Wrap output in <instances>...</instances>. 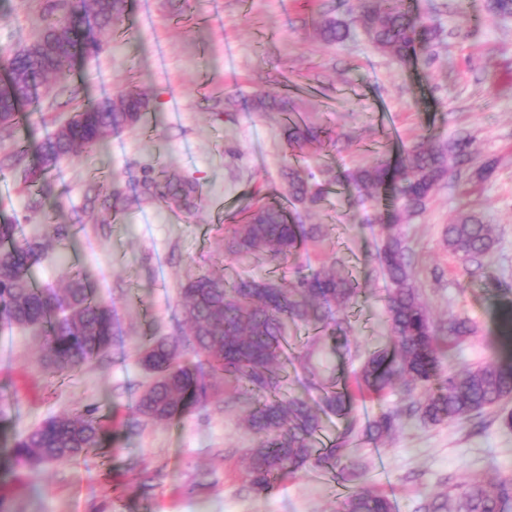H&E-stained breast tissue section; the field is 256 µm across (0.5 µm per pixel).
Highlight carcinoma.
<instances>
[{
    "label": "carcinoma",
    "instance_id": "carcinoma-1",
    "mask_svg": "<svg viewBox=\"0 0 512 512\" xmlns=\"http://www.w3.org/2000/svg\"><path fill=\"white\" fill-rule=\"evenodd\" d=\"M125 12V0H80L71 18H49L37 40L57 43L46 61L38 62L20 51L5 58L8 79L0 82V125L19 120L23 103L49 94V79L61 78L76 49L90 54L102 51V41L84 40L80 33L88 17L99 31L112 28ZM360 30L374 47L399 64L431 52L439 39L436 27L412 17L401 0H363L348 23L326 19L316 28L326 43H342ZM147 95L136 87L77 109L76 119L61 123L40 144L41 166L24 170L21 178L32 189L44 182L63 161L104 142L113 131L140 121L135 113L147 106ZM261 110L284 114L283 136L292 150L321 141L324 131L289 111L288 98L268 92L258 99ZM474 159L472 141L457 136L448 143H419L395 164L377 161L358 168L350 180L360 196L376 198L390 191L397 199L390 224L422 212L448 171ZM284 197L292 205L316 207L324 186L311 182L290 164L281 170ZM140 196L170 210L190 212L199 206V187L169 171L144 169ZM18 225L0 224V322L38 330L44 336L45 362L57 372L73 371L107 354L112 348V308L101 304L83 275H68L62 291L39 288L30 278L31 268L44 254L43 243L18 238ZM323 225L301 224L280 201L258 200L245 221L233 226L227 248L239 255H263L281 266L302 243L323 238ZM448 248L469 262L478 261L493 246L490 225L467 216L446 229ZM387 274L386 299L392 346L370 354L356 376L361 392L380 394L400 380L409 400L406 411L386 409L373 419L365 435L378 440L404 425V417L431 424L463 423L483 410L512 398V357L456 372L445 367L447 348L469 336L473 328L466 317L454 316L448 325L436 323L411 281L409 248L400 237H390L376 254ZM351 281L334 272L313 271L283 286L271 279H239L200 275L182 287L181 315L190 338L151 337L141 352L142 365L164 379L150 384L135 405L136 412L153 422L182 419L209 399L206 375L232 384L236 398L249 404L247 424L257 436V447L246 457L251 488L269 492L278 478L305 468L343 465L345 448L334 443L317 448L321 415H344L349 398L344 392L324 390L319 407L305 398L284 393L288 363L306 365L322 336L346 338L340 313L356 296ZM312 325L307 351L292 358L284 337L286 322ZM191 343L204 360L188 364L184 343ZM109 430L95 411L52 417L0 452V484L17 467H35L71 461L105 447ZM424 512H512V478L488 488L478 480L455 485L430 497ZM342 512H391L389 500L360 486L344 499Z\"/></svg>",
    "mask_w": 512,
    "mask_h": 512
}]
</instances>
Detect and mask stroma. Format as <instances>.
<instances>
[{
    "label": "stroma",
    "mask_w": 512,
    "mask_h": 512,
    "mask_svg": "<svg viewBox=\"0 0 512 512\" xmlns=\"http://www.w3.org/2000/svg\"><path fill=\"white\" fill-rule=\"evenodd\" d=\"M404 2L440 36L432 56L399 65L363 35L332 45L317 37L323 19H350L359 0H126L123 22L101 36L103 50L78 58L65 77L78 97L48 96L0 128V155L21 151L22 168L34 169L46 131L87 100L131 85L150 100L137 128L114 131L103 147L62 164L43 196L24 190L20 174L0 171L8 186L0 224H19L24 237L47 245L35 283L58 289L67 268H81L115 314L109 355L63 375L45 369L42 336L0 323V438L88 409L112 425L106 447L84 458L9 475L0 489L5 512H339L329 469L276 482L266 494L251 490L244 453L257 438L244 422L246 403L222 379H212L205 407L185 418L153 423L135 414L149 380L139 347L155 334L185 336L181 287L203 273L230 282L333 268L352 279L361 295L343 314L347 340L324 339L311 358L320 376L341 385L390 343L388 281L375 257L392 232L410 248L413 283L433 319L465 316L474 325L452 367L500 355L501 314L512 305V18L493 17L489 0ZM77 5L0 0V52L32 42L49 9L63 17ZM271 90L325 127L328 139L291 153L280 115L256 108ZM458 135L473 138L475 162L394 231L385 227L391 201L361 200L348 182L357 167L393 163L416 143ZM489 160L493 174L479 178L477 164ZM289 163L327 185L320 206L297 210L303 223L326 225L325 237L304 244L284 268L237 259L226 248L233 224L257 198L280 196ZM149 165L173 166L198 183L199 208L188 214L139 201ZM93 181L117 187L123 204L87 203ZM466 214L493 228L494 245L478 266L451 253L444 234ZM403 404L398 389L378 398L356 390L350 413L323 417L321 427L394 512H420L427 496L474 478L512 477V429L497 408L465 424L414 421L365 439L370 420Z\"/></svg>",
    "instance_id": "obj_1"
}]
</instances>
